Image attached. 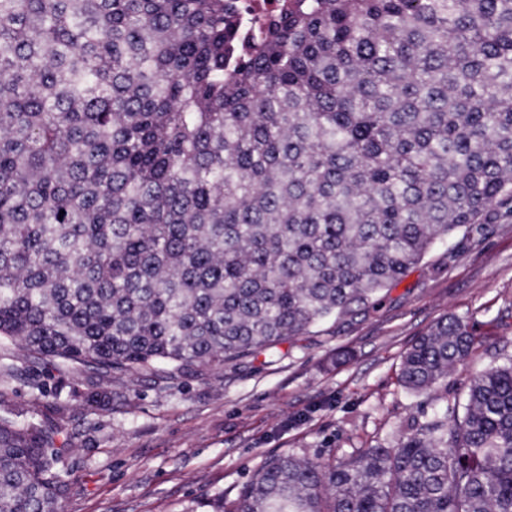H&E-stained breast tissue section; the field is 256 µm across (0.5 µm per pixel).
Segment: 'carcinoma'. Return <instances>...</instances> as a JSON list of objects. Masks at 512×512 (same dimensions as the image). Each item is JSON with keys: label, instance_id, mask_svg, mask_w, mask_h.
Wrapping results in <instances>:
<instances>
[{"label": "carcinoma", "instance_id": "carcinoma-1", "mask_svg": "<svg viewBox=\"0 0 512 512\" xmlns=\"http://www.w3.org/2000/svg\"><path fill=\"white\" fill-rule=\"evenodd\" d=\"M0 0V341L182 372L375 307L430 247L512 216V0ZM437 320L427 393L469 354ZM56 432L0 416V512H60ZM210 512H512V355L393 448L282 454ZM242 18L251 22H269L280 12L282 0H234Z\"/></svg>", "mask_w": 512, "mask_h": 512}]
</instances>
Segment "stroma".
<instances>
[{
  "instance_id": "35a3bbf8",
  "label": "stroma",
  "mask_w": 512,
  "mask_h": 512,
  "mask_svg": "<svg viewBox=\"0 0 512 512\" xmlns=\"http://www.w3.org/2000/svg\"><path fill=\"white\" fill-rule=\"evenodd\" d=\"M449 314L473 328L469 356L433 391H408L404 352ZM282 351L272 364L105 374L0 346V409L56 431L68 472L62 512H185L236 497L275 455L338 461L395 445L512 355V218L434 245L381 304L313 326ZM94 390L107 393L104 408L85 405Z\"/></svg>"
}]
</instances>
